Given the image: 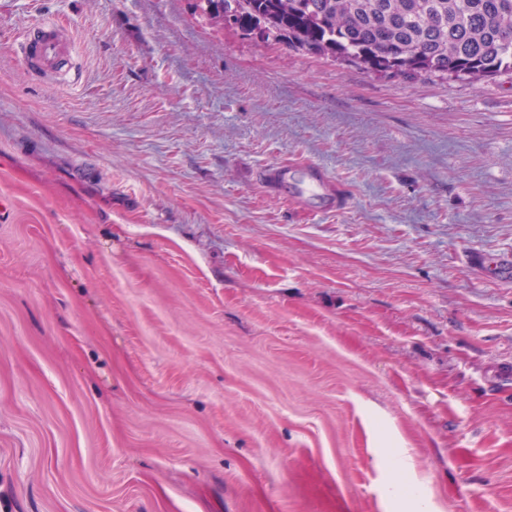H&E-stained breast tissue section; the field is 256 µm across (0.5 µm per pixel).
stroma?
Returning <instances> with one entry per match:
<instances>
[{
  "mask_svg": "<svg viewBox=\"0 0 512 512\" xmlns=\"http://www.w3.org/2000/svg\"><path fill=\"white\" fill-rule=\"evenodd\" d=\"M45 17L73 85L19 59ZM0 197V512H512V71L0 0Z\"/></svg>",
  "mask_w": 512,
  "mask_h": 512,
  "instance_id": "obj_1",
  "label": "stroma"
}]
</instances>
